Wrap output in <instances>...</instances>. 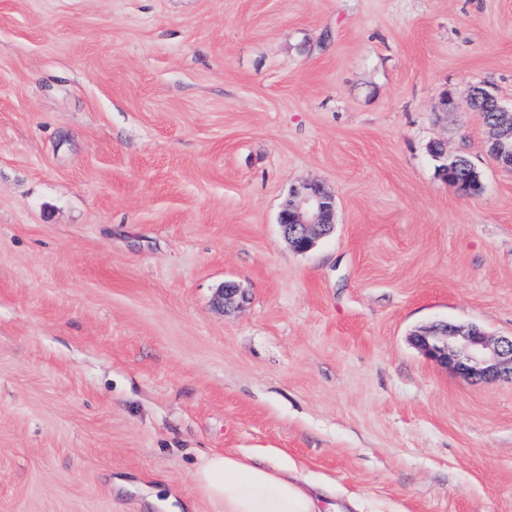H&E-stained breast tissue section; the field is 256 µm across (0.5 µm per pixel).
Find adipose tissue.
<instances>
[{
    "mask_svg": "<svg viewBox=\"0 0 512 512\" xmlns=\"http://www.w3.org/2000/svg\"><path fill=\"white\" fill-rule=\"evenodd\" d=\"M195 477L215 512H322L297 466L284 460L212 452Z\"/></svg>",
    "mask_w": 512,
    "mask_h": 512,
    "instance_id": "ef3b65f1",
    "label": "adipose tissue"
}]
</instances>
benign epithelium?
Segmentation results:
<instances>
[{
    "instance_id": "obj_1",
    "label": "benign epithelium",
    "mask_w": 512,
    "mask_h": 512,
    "mask_svg": "<svg viewBox=\"0 0 512 512\" xmlns=\"http://www.w3.org/2000/svg\"><path fill=\"white\" fill-rule=\"evenodd\" d=\"M477 94L489 109L481 115L489 133L488 152L500 165L512 169V109H505L482 90ZM335 211V195L321 184L296 186L279 213L283 237L295 250L307 252L330 232ZM415 342L432 359L469 377L512 374V337L495 338L473 325L442 322L420 330Z\"/></svg>"
}]
</instances>
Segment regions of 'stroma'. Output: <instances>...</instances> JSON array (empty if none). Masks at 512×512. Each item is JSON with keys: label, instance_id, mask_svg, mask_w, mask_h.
Wrapping results in <instances>:
<instances>
[{"label": "stroma", "instance_id": "stroma-1", "mask_svg": "<svg viewBox=\"0 0 512 512\" xmlns=\"http://www.w3.org/2000/svg\"><path fill=\"white\" fill-rule=\"evenodd\" d=\"M474 87L512 106V0H0V512H213L207 452L325 512H512V377L413 340L512 336V170L442 105ZM336 211L335 195L316 182L292 189L278 222L283 237L299 252L309 251L330 232ZM415 342L432 359L469 377L512 376V336L495 338L473 325L442 322L420 330Z\"/></svg>", "mask_w": 512, "mask_h": 512}]
</instances>
